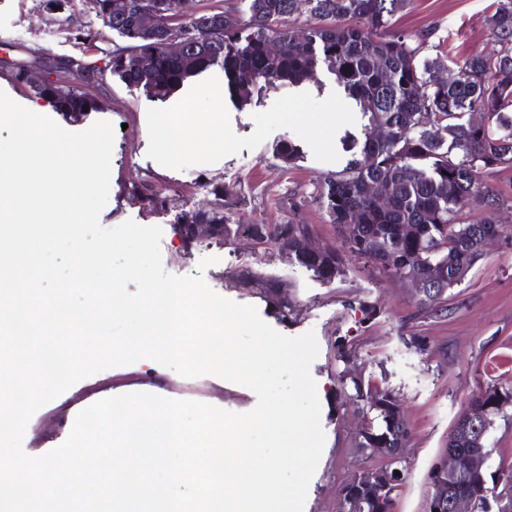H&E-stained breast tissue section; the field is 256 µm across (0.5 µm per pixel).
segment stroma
<instances>
[{"label": "stroma", "instance_id": "35a3bbf8", "mask_svg": "<svg viewBox=\"0 0 512 512\" xmlns=\"http://www.w3.org/2000/svg\"><path fill=\"white\" fill-rule=\"evenodd\" d=\"M494 0H413L397 14L395 31L428 32L421 54L446 55L449 66L471 56L492 52L496 44L486 23ZM119 36L83 12L80 0L63 10H49L47 0H0V89L30 110L45 106L27 87L13 80L16 63L49 67L61 58L101 59L103 49ZM69 84L92 97L96 110L78 123L54 121L70 132L106 120L115 132L108 201L100 214L107 228L132 220L163 230V266L185 276L202 271L215 293L239 304L256 306L261 318L287 336L314 331L319 355L311 366L323 402L321 426L325 447L310 483L304 512H338L342 483L358 469L379 468L385 461L363 455L356 446L358 411L337 380L340 366L336 345L352 344L355 367L365 378L390 390L401 403L411 431L400 467L404 478L395 494L394 512H424L433 488L430 473L448 449V435L468 401L491 384L512 387V236L493 241L461 285L448 293L447 309L425 311L399 280L375 276L363 264L346 261L344 274L325 283L284 253L256 255L240 244H201L187 247L174 226L182 212L209 208L214 186L224 188V213L232 224H309L317 243L337 240L325 207L314 188L330 164L317 161L310 148L300 158L283 161L282 142L294 140L287 129L274 131L255 149H242L209 165L183 170L162 167L147 155L146 113L169 107L185 91L166 99L147 95L118 78L102 85L87 83L79 72ZM148 184L161 202L152 206L132 196V186ZM213 265L199 269L201 259ZM250 271L273 278L290 306L287 322H278L253 289L239 282ZM123 387L151 391L172 399H186L244 413L256 404L248 388L206 377L185 378L173 370L153 376L132 370H108L87 377L51 400L34 415L31 433L24 437L28 455L52 450L69 430L77 414L99 400L103 391Z\"/></svg>", "mask_w": 512, "mask_h": 512}]
</instances>
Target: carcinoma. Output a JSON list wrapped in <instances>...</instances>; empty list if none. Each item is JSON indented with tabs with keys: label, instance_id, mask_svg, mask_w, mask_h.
<instances>
[{
	"label": "carcinoma",
	"instance_id": "cac0c4a2",
	"mask_svg": "<svg viewBox=\"0 0 512 512\" xmlns=\"http://www.w3.org/2000/svg\"><path fill=\"white\" fill-rule=\"evenodd\" d=\"M247 2L248 19L243 22L229 8L201 14L211 24L199 31L184 55L169 57L160 53L159 42L167 26L180 22L162 16L147 30L127 8V0H114L112 30L126 42L104 50V59L112 63L110 76L164 99L187 79L220 66L230 97L246 103L256 92L298 84L326 67L368 117V124L364 140L344 137L351 158L345 168L325 174L315 187L316 197L338 229L347 214H357L354 232L362 246L321 244L309 249L305 240L312 236V227L292 223L262 227L259 242L269 247L288 243V252L322 282L335 279L347 257L388 275L404 273L408 266L422 275L427 264L437 262L447 272L444 285L417 304L424 310L445 309L448 291L464 282L458 270L469 271L482 259V239L498 231L499 213L512 208L481 181L484 174L512 166V0H497L488 17L499 49L465 59L451 82L440 79L447 69L443 57H420L428 35H419V45L413 46L411 38L391 31L394 17L411 0H310L313 24L303 32L292 26L297 0ZM146 51L158 57L155 67L144 73L138 57ZM35 93L74 122L95 109L92 99L60 80ZM476 110L487 114L486 124L478 129L469 123ZM379 116L391 126L384 141L370 134ZM437 119L444 130L441 139L426 128ZM388 185L392 193L384 206L374 205V195ZM477 194L489 215L467 223L461 210ZM178 223L222 224L215 242L227 244L231 239L233 225L222 210L185 212ZM244 284L288 320V301L280 298L272 279L250 272ZM337 377L367 417L358 447L394 448L409 438L402 413L388 420L373 410L377 402L396 407L392 392L344 370ZM497 478L512 488L511 474L465 480L474 498L473 512H488L482 486Z\"/></svg>",
	"mask_w": 512,
	"mask_h": 512
}]
</instances>
